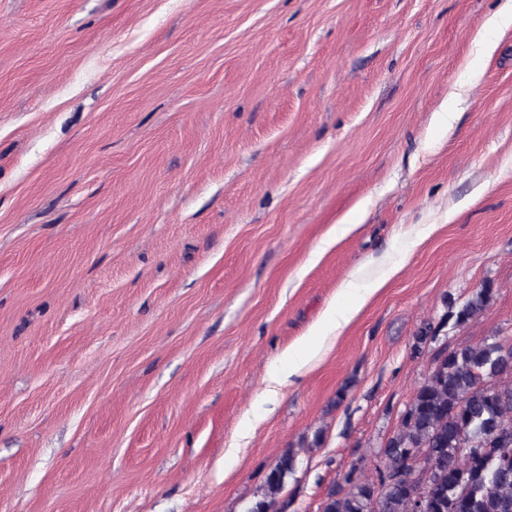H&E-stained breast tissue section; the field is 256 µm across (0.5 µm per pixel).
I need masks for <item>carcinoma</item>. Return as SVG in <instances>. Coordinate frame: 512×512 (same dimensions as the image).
Listing matches in <instances>:
<instances>
[{
	"label": "carcinoma",
	"mask_w": 512,
	"mask_h": 512,
	"mask_svg": "<svg viewBox=\"0 0 512 512\" xmlns=\"http://www.w3.org/2000/svg\"><path fill=\"white\" fill-rule=\"evenodd\" d=\"M481 288L449 317L460 326L484 310ZM379 454L378 482L355 476L330 489L320 512H415L404 478L422 498L421 512H512V371L498 342L442 349ZM285 450L247 512H284L279 496L295 472Z\"/></svg>",
	"instance_id": "1"
}]
</instances>
